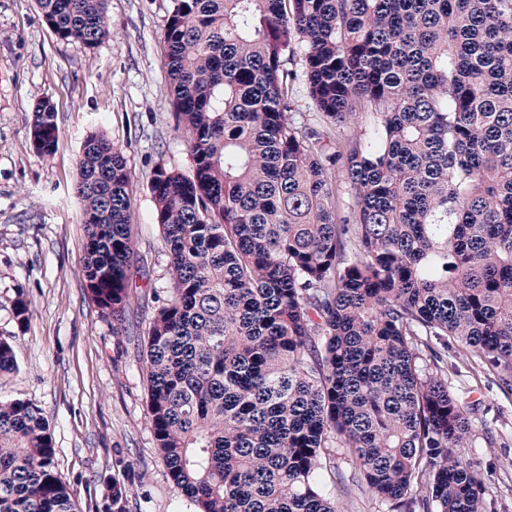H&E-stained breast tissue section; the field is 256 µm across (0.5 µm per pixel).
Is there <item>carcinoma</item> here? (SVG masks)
I'll return each instance as SVG.
<instances>
[{
    "mask_svg": "<svg viewBox=\"0 0 512 512\" xmlns=\"http://www.w3.org/2000/svg\"><path fill=\"white\" fill-rule=\"evenodd\" d=\"M163 31L189 175L153 170L166 298L145 340L147 420L197 512H340L355 459L389 512H495L458 449L473 424L448 343L512 394V0H171ZM61 41L110 37L107 0H37ZM298 58L319 121L288 101ZM373 125L345 131L357 109ZM53 107L32 140L53 154ZM81 272L123 321L132 175L92 134ZM347 185L338 202L336 175ZM17 363L0 340V371ZM42 410L0 399V512H72ZM114 479L106 512H127Z\"/></svg>",
    "mask_w": 512,
    "mask_h": 512,
    "instance_id": "obj_1",
    "label": "carcinoma"
}]
</instances>
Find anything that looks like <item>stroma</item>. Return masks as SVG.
I'll return each mask as SVG.
<instances>
[{"label": "stroma", "mask_w": 512, "mask_h": 512, "mask_svg": "<svg viewBox=\"0 0 512 512\" xmlns=\"http://www.w3.org/2000/svg\"><path fill=\"white\" fill-rule=\"evenodd\" d=\"M170 8V0H108L112 36L88 49L58 40L36 0H0V339L17 346L16 368L0 373V399L42 410L73 512H104L110 477L131 485L128 512H195L155 451L143 369L145 336L167 286L150 180L159 163L193 169L169 90L162 33ZM40 101L54 107L59 127L49 157L31 144ZM93 133L123 152L137 268L156 286L131 290L118 326L93 302L80 270L85 234L75 185ZM21 295L32 310L22 327L13 310ZM447 377L473 407L477 439L464 455L481 470L497 512H512V394L455 345ZM487 431L495 447L484 443ZM321 475L340 512H388L348 456L324 462Z\"/></svg>", "instance_id": "35a3bbf8"}]
</instances>
